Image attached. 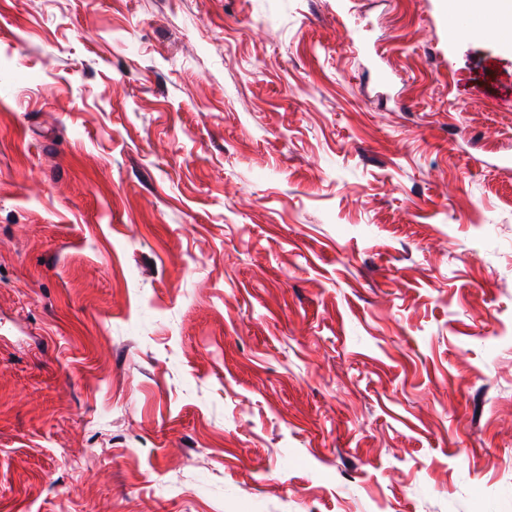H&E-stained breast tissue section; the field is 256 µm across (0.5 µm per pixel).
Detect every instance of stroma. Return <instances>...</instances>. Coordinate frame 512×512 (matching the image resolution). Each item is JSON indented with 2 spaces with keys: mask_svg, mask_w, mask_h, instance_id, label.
I'll list each match as a JSON object with an SVG mask.
<instances>
[{
  "mask_svg": "<svg viewBox=\"0 0 512 512\" xmlns=\"http://www.w3.org/2000/svg\"><path fill=\"white\" fill-rule=\"evenodd\" d=\"M490 28L0 0V512H512Z\"/></svg>",
  "mask_w": 512,
  "mask_h": 512,
  "instance_id": "obj_1",
  "label": "stroma"
}]
</instances>
